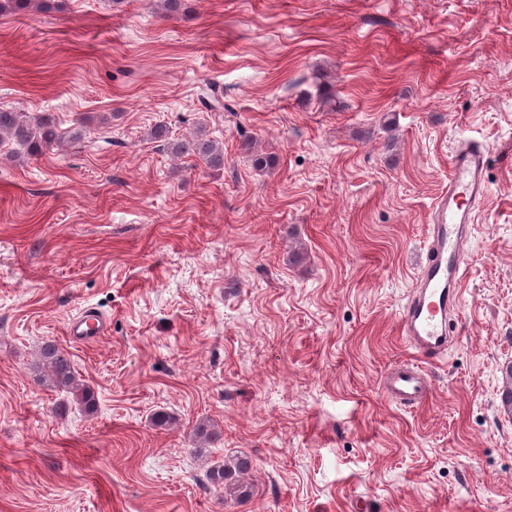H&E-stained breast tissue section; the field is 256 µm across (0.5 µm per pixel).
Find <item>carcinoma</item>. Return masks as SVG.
<instances>
[{
  "mask_svg": "<svg viewBox=\"0 0 512 512\" xmlns=\"http://www.w3.org/2000/svg\"><path fill=\"white\" fill-rule=\"evenodd\" d=\"M46 6V0H0V14L20 15L31 9ZM158 7L164 14L173 16L189 10L190 3L189 0H158ZM152 136L166 142L167 149L175 155H195L210 168L224 165L223 144L204 136L202 130L191 139L171 141L166 129L158 126L152 132ZM81 137L82 131L77 129L69 137H64L47 118L38 117L33 120L24 112L0 109V142H9L16 147L12 153L14 159L21 157L23 153L35 156L47 148L62 144L67 139L74 142ZM241 150L253 168L264 170L270 167L272 157L259 150L252 141L244 140ZM32 370L45 386L54 391L61 390L73 394L77 404L84 406L88 412H94V393L90 388L80 386L73 361L64 350L51 343L45 344L38 351ZM247 467L246 461L230 459L210 467L207 477L213 486L228 490L238 499H245L251 494L250 488L239 482L236 475Z\"/></svg>",
  "mask_w": 512,
  "mask_h": 512,
  "instance_id": "carcinoma-1",
  "label": "carcinoma"
}]
</instances>
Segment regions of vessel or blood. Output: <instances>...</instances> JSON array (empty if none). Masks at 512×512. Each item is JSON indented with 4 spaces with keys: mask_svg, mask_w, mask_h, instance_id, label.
Wrapping results in <instances>:
<instances>
[{
    "mask_svg": "<svg viewBox=\"0 0 512 512\" xmlns=\"http://www.w3.org/2000/svg\"><path fill=\"white\" fill-rule=\"evenodd\" d=\"M488 154V147L481 142L468 141L459 146L451 160L448 188L431 206L425 258L399 316L400 336L427 361L447 352L452 341L449 324L459 318L467 227L488 191ZM107 329L104 315L87 309L71 320L68 334L72 340L84 342L104 336ZM384 390L396 403L415 406L428 392L426 374L418 366L400 365L387 375Z\"/></svg>",
    "mask_w": 512,
    "mask_h": 512,
    "instance_id": "b4317fda",
    "label": "vessel or blood"
}]
</instances>
